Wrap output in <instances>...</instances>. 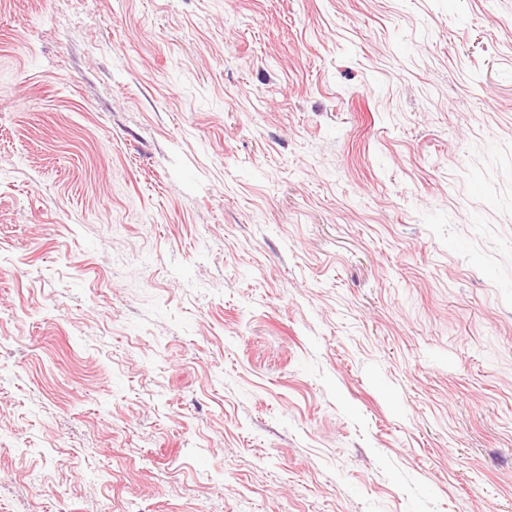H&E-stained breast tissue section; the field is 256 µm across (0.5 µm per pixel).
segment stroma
<instances>
[{
  "label": "stroma",
  "mask_w": 512,
  "mask_h": 512,
  "mask_svg": "<svg viewBox=\"0 0 512 512\" xmlns=\"http://www.w3.org/2000/svg\"><path fill=\"white\" fill-rule=\"evenodd\" d=\"M0 512H512V0H0Z\"/></svg>",
  "instance_id": "35a3bbf8"
}]
</instances>
